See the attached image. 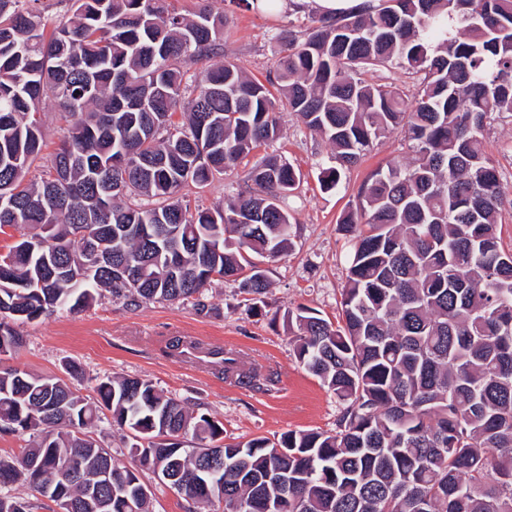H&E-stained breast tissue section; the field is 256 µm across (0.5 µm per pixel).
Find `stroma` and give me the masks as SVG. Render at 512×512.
<instances>
[{"instance_id": "obj_1", "label": "stroma", "mask_w": 512, "mask_h": 512, "mask_svg": "<svg viewBox=\"0 0 512 512\" xmlns=\"http://www.w3.org/2000/svg\"><path fill=\"white\" fill-rule=\"evenodd\" d=\"M227 17L218 54L195 63L193 73L227 61L259 80L272 77L280 50L278 32L297 30L309 22V12L262 14L236 7L233 0H211ZM487 154L496 164L505 191L499 224L505 246H512V114L496 118L484 132ZM276 154L298 168L301 183L287 199L293 217L286 253L267 266L270 288L261 308H252L238 282L212 281L203 293L208 312L190 302H140L104 294L95 305L73 314L59 311L33 322L19 323L20 346L5 366L35 375L71 380L82 394L92 392L95 377L147 379L179 399L186 409L222 425L223 441L257 437L278 439L294 430L332 431L343 403L308 372L295 356L284 313L309 309L336 319L340 309L349 245L338 218L365 175L393 159L407 162L410 154L402 134L384 139L356 167L344 172L336 189L321 188L318 177L331 164V147L311 134L294 113L281 114V132L273 142L253 151L235 169L204 189H190L193 204L206 208L239 191L250 168L264 155ZM244 351L263 371L273 372L277 385L263 392L224 380L222 375L185 364L169 355L165 345L177 329ZM83 375L71 378L69 363ZM151 491V512H219V504L185 499L144 472Z\"/></svg>"}]
</instances>
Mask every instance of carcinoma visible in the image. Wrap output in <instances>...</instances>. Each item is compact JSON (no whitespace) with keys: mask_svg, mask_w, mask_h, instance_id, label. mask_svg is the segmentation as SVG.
<instances>
[{"mask_svg":"<svg viewBox=\"0 0 512 512\" xmlns=\"http://www.w3.org/2000/svg\"><path fill=\"white\" fill-rule=\"evenodd\" d=\"M36 2L0 0V233L20 231L0 255V354L19 346L17 322L78 313L103 290L183 302L218 276L264 303L257 261L288 249L294 168L267 154L213 208L186 190L276 139L285 110L333 146L326 190L396 132L410 158L371 170L339 220L351 242L339 319L284 315L299 363L345 404L336 431L218 444L223 428L149 380L108 377L91 399L7 369L0 432L33 444L0 457V486L77 505L92 485L95 512H150L137 494L147 470L224 512H512V248L483 142L512 112V0L315 13L277 35L266 84L231 62L188 80L224 41L207 5L188 16L169 0H71L53 20ZM376 68L417 77L411 104L363 78ZM46 98L69 126L30 179ZM209 356L238 384L274 383L237 353ZM104 421L131 432L134 466L92 436Z\"/></svg>","mask_w":512,"mask_h":512,"instance_id":"cac0c4a2","label":"carcinoma"}]
</instances>
